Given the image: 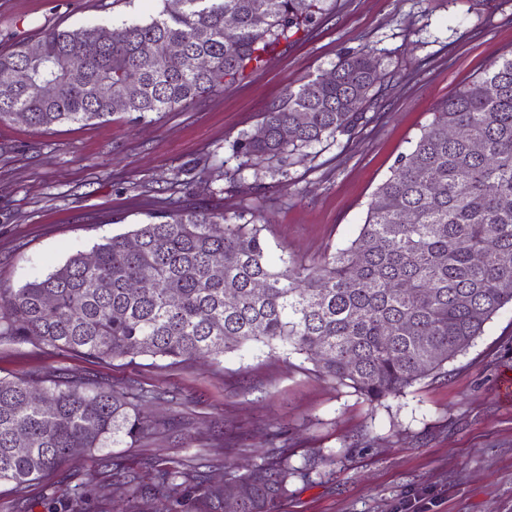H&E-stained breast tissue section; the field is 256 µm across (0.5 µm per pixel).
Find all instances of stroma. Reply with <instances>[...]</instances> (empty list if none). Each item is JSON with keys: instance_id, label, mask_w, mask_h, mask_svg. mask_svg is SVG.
Wrapping results in <instances>:
<instances>
[{"instance_id": "obj_1", "label": "stroma", "mask_w": 512, "mask_h": 512, "mask_svg": "<svg viewBox=\"0 0 512 512\" xmlns=\"http://www.w3.org/2000/svg\"><path fill=\"white\" fill-rule=\"evenodd\" d=\"M162 0H0V54L51 29L146 21ZM319 22L280 45L272 62L173 112L36 129L0 122V287L18 288L102 238L133 230L179 203L231 217L248 210L270 240L313 261L352 235L401 153L436 104L512 49V0H325ZM373 50L387 75L369 123L281 163L243 164L233 143L255 132L270 103ZM512 312L494 317L442 370L379 403L324 377L301 355L247 345L221 362H93L0 339V377L47 371L154 393L143 413L179 426L156 436L75 451L50 478L0 485V512H155L130 478L150 484L161 457L212 482L266 459L284 432L291 463L309 474L275 512H512ZM125 469L113 471V459Z\"/></svg>"}]
</instances>
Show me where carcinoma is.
<instances>
[{
	"instance_id": "1",
	"label": "carcinoma",
	"mask_w": 512,
	"mask_h": 512,
	"mask_svg": "<svg viewBox=\"0 0 512 512\" xmlns=\"http://www.w3.org/2000/svg\"><path fill=\"white\" fill-rule=\"evenodd\" d=\"M323 2L164 0L149 21L124 23L120 42L107 25L50 30L35 53L22 43L0 54V72L27 74L0 83V122L20 111L47 128L187 107L268 65L281 44L316 22ZM188 58L208 64L191 69ZM380 75L368 49L341 57L288 89L263 113L265 136L244 133L233 150L256 166L337 141L365 119ZM45 82L56 83L54 96L44 95ZM455 127L464 135L448 138ZM266 231L244 212L152 214L42 277L0 288V339L96 361L173 363L217 362L256 342L305 356L370 402L404 394L512 305V51L436 106L352 238L308 263L274 254ZM218 254L224 264L216 271ZM36 393L47 406L35 403ZM145 401L76 376L0 378V484L46 476L74 448L133 443L170 428L141 415ZM152 469L157 512H173L190 493L194 512H274L297 474L286 449L223 485L161 459Z\"/></svg>"
}]
</instances>
